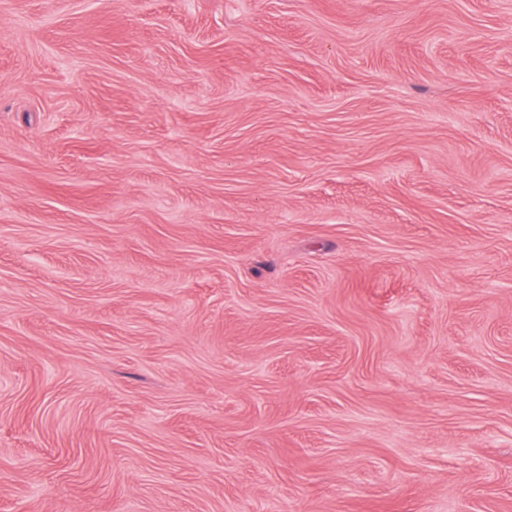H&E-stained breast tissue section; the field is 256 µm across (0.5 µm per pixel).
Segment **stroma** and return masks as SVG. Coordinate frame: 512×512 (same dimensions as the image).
<instances>
[{
  "label": "stroma",
  "mask_w": 512,
  "mask_h": 512,
  "mask_svg": "<svg viewBox=\"0 0 512 512\" xmlns=\"http://www.w3.org/2000/svg\"><path fill=\"white\" fill-rule=\"evenodd\" d=\"M0 512H512V0H0Z\"/></svg>",
  "instance_id": "obj_1"
}]
</instances>
